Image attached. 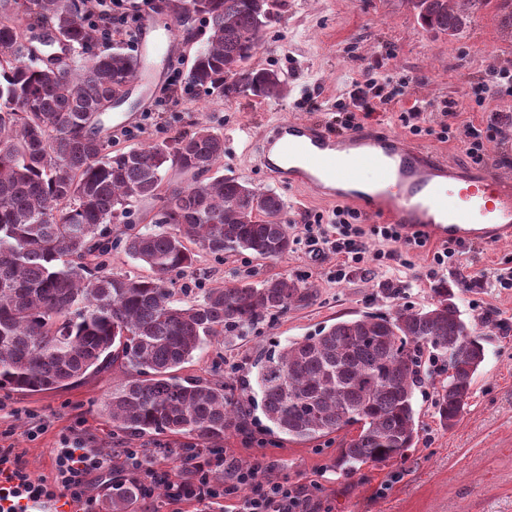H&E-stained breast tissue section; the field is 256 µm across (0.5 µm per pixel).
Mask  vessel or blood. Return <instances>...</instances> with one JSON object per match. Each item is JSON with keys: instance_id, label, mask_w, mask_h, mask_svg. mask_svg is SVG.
<instances>
[{"instance_id": "1", "label": "vessel or blood", "mask_w": 512, "mask_h": 512, "mask_svg": "<svg viewBox=\"0 0 512 512\" xmlns=\"http://www.w3.org/2000/svg\"><path fill=\"white\" fill-rule=\"evenodd\" d=\"M143 46L160 51L173 29L147 21ZM260 162L278 181L325 202L398 225L404 238L485 244L512 237V177L488 168L472 172L400 135L362 125L341 136L292 119L262 137ZM479 195L489 206L473 209L462 198Z\"/></svg>"}]
</instances>
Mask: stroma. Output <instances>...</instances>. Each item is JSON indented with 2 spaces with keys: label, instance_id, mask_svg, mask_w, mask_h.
Here are the masks:
<instances>
[{
  "label": "stroma",
  "instance_id": "obj_1",
  "mask_svg": "<svg viewBox=\"0 0 512 512\" xmlns=\"http://www.w3.org/2000/svg\"><path fill=\"white\" fill-rule=\"evenodd\" d=\"M281 7L251 60L257 69L281 72L287 78L280 96H240L217 100L202 90L173 84L185 75L209 37L208 24L197 18L189 33H177L172 49L155 54L149 69L157 81L153 99L141 105L140 88L125 104L113 108L112 120L122 123L116 145L130 149L170 138L206 120L224 136V157L218 171L252 186L275 191L285 202L283 220L293 239L291 250L277 259L247 251L215 258L199 252L183 281L188 287L216 288L234 280L258 284L287 276L313 285L314 301L265 318L232 341H217L183 365L182 378H222L232 392L247 375L258 354L275 344L313 333L336 319L364 313L421 309L433 298L440 281L458 291L463 319L482 336L485 360L472 386V397L457 424L443 429L435 413V388L448 376L442 362L427 363L428 374L413 398L418 437L405 460L367 463L354 473L331 462L350 432L311 441L288 438L254 410L245 433H229L223 448L247 464L263 455L274 461V475L307 486L318 512H512V289L497 287L498 269L512 267V241L494 246L472 244L448 268L428 276L438 243L409 251L407 264L389 261L370 271L350 270L344 280L333 277L338 262L328 250L307 243L302 229L306 213L331 215L333 207L290 185L274 180L256 153L247 151L246 130L262 132L275 123L302 120L336 130V114L348 102L352 79L373 68L394 75L393 101L373 113L369 124L404 133L402 114L413 102L425 106L413 144L446 153L460 167L471 168L465 154L469 128L481 130L489 165L512 175V126L487 130L484 109L474 90L493 72L512 70V9L504 0L479 6L452 0L467 15L453 36L422 27L411 0H280ZM454 102L456 119L445 105ZM452 125L449 141L439 134ZM120 369L57 391L21 393L0 389V448L14 449L34 475L53 479V456L65 441L77 439L108 460L95 477V500L89 512H104L112 495V475L126 471L124 449L146 453L152 467L172 469L170 449L185 450L182 436L156 442L115 430L102 402L124 382Z\"/></svg>",
  "mask_w": 512,
  "mask_h": 512
}]
</instances>
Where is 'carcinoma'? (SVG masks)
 <instances>
[{"mask_svg":"<svg viewBox=\"0 0 512 512\" xmlns=\"http://www.w3.org/2000/svg\"><path fill=\"white\" fill-rule=\"evenodd\" d=\"M276 3L171 0L179 25L202 15L210 29L189 84L218 99L279 95L281 75L250 64ZM418 16L441 33L465 21L448 0H420ZM109 18L91 13L87 0H0V388L65 389L118 367L129 377L104 401L114 428L216 444L246 425L250 408L224 381L182 379L177 369L212 341L309 305L316 292L281 277L174 298L175 278L192 267L197 248L287 254L285 203L270 189L212 174L224 136L205 121L168 140L112 149L103 112L127 94L143 59L119 45L95 50ZM46 30L85 57L50 68L33 45ZM174 169L191 180L166 182ZM153 200L160 202L154 228L131 223L125 236L112 237L114 218ZM53 213L58 219L47 220ZM118 250L152 275L112 272ZM457 300L443 281L425 308L339 320L265 351L252 367L264 416L305 441L357 427L335 460L348 472L405 458L417 437L413 397L424 383V352L448 364L435 398L446 430L467 407L485 359ZM140 491L118 480L108 508L127 512Z\"/></svg>","mask_w":512,"mask_h":512,"instance_id":"1","label":"carcinoma"}]
</instances>
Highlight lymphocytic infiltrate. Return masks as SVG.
<instances>
[{
	"label": "lymphocytic infiltrate",
	"instance_id": "obj_1",
	"mask_svg": "<svg viewBox=\"0 0 512 512\" xmlns=\"http://www.w3.org/2000/svg\"><path fill=\"white\" fill-rule=\"evenodd\" d=\"M393 81V75L387 72L354 79L350 94L352 109L344 119L346 128L355 127L357 113H370L377 106L391 102L387 89ZM304 229L308 242L344 255L343 264L336 268L335 276L339 279L345 278L347 268L354 265L403 261L404 249L424 244L420 238L403 239L393 224L363 227L359 214L340 206L328 217L320 213L307 216ZM368 235L385 242V249L367 253L364 238ZM226 463V458L218 453L197 454L193 462L195 478L189 485L161 468L148 469L145 478L164 486L172 500L220 502L225 512H313L307 488L272 478L271 463L258 459L252 464L237 466L225 480H217L216 468ZM53 465L54 478L49 481L28 471L12 449L0 448V512H32L33 506L60 498L74 506L76 512H88L94 500L93 477L104 470V458L75 441L56 450Z\"/></svg>",
	"mask_w": 512,
	"mask_h": 512
}]
</instances>
